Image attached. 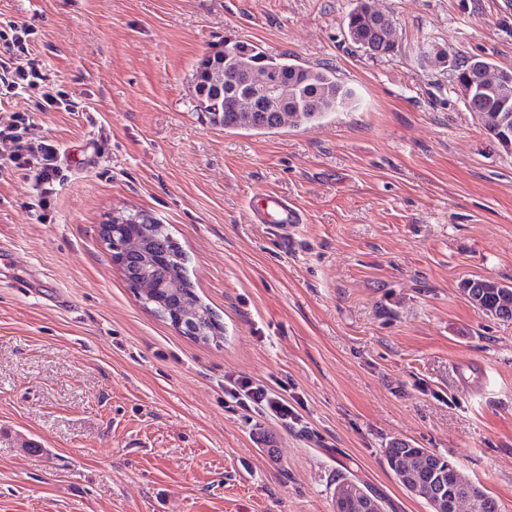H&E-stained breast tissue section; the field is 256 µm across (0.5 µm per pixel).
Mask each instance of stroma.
I'll return each instance as SVG.
<instances>
[{
  "mask_svg": "<svg viewBox=\"0 0 512 512\" xmlns=\"http://www.w3.org/2000/svg\"><path fill=\"white\" fill-rule=\"evenodd\" d=\"M354 4L0 0L78 106L33 115L64 152L51 211L0 174V512H332L340 475L430 512L394 442L512 512V321L459 291L512 285V150L420 52L512 70V0H375L397 26L381 57L347 39ZM227 40L331 68L355 102L263 135L212 125L192 74ZM265 192L299 212L288 233L254 222ZM136 212L184 250L223 337L128 287L100 226ZM228 373L286 386L308 432L226 407ZM157 315L164 320L169 321L173 327L181 330L183 333L186 332L187 334L194 336H203L205 333L210 331L208 326L191 320L188 317V309L186 307L181 309L160 307ZM403 447H399V445L392 443L388 448H385V457L387 460V464L389 460L398 459V464L402 466L406 474H410L419 478L421 480L420 489H414V491H418L421 494V498L429 497L427 492V486L423 483L425 480V476L427 474V467L433 466L438 467L440 471L444 472L446 477L448 476V481L450 480L453 484V481L456 477V472L459 473L457 465L451 461L449 458L437 455L432 453L431 451L425 448H406L403 444ZM389 466V464H388ZM390 470L397 476L399 479V483L401 484L402 480L399 478V473L393 467L389 466ZM460 475V473H459ZM461 476L463 481V490L467 493L472 492V486L474 483L465 479Z\"/></svg>",
  "mask_w": 512,
  "mask_h": 512,
  "instance_id": "35a3bbf8",
  "label": "stroma"
}]
</instances>
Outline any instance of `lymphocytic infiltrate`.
<instances>
[{
	"label": "lymphocytic infiltrate",
	"mask_w": 512,
	"mask_h": 512,
	"mask_svg": "<svg viewBox=\"0 0 512 512\" xmlns=\"http://www.w3.org/2000/svg\"><path fill=\"white\" fill-rule=\"evenodd\" d=\"M30 28L10 22L0 26V99L28 96L32 109L0 113V159L22 173L50 207L61 182V150L57 145L32 133V112L74 111L69 94L51 84L43 63L30 43ZM224 395L240 409L288 428L302 425L304 419L285 391L249 376H224Z\"/></svg>",
	"instance_id": "obj_1"
}]
</instances>
